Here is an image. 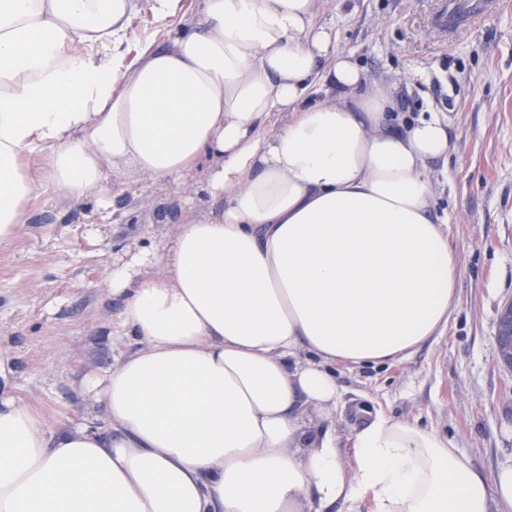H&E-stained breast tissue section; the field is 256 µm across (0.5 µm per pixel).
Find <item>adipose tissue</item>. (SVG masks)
Returning <instances> with one entry per match:
<instances>
[{
  "label": "adipose tissue",
  "instance_id": "1",
  "mask_svg": "<svg viewBox=\"0 0 512 512\" xmlns=\"http://www.w3.org/2000/svg\"><path fill=\"white\" fill-rule=\"evenodd\" d=\"M319 2L0 0V245L56 199L119 213L113 170L207 201L108 271L138 347L85 375L83 421L0 364V512H512V468L434 429L336 430L337 371L440 335L457 261L429 177L447 122L400 112Z\"/></svg>",
  "mask_w": 512,
  "mask_h": 512
}]
</instances>
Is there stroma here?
<instances>
[{
	"label": "stroma",
	"instance_id": "obj_1",
	"mask_svg": "<svg viewBox=\"0 0 512 512\" xmlns=\"http://www.w3.org/2000/svg\"><path fill=\"white\" fill-rule=\"evenodd\" d=\"M476 0H320L317 20L370 79L393 85L411 115L436 113L452 133L447 169H434L438 209L458 263V303L442 336L392 367L342 373L337 429L348 436L359 404L419 420L448 436L486 473L512 467V368L497 357V320L512 302V0L455 29L437 18ZM126 216L103 222L94 205L65 222L22 225L0 247V360L23 400L82 421L81 380L114 364L116 304L107 271L174 234L152 205L189 199L199 186H160L113 173Z\"/></svg>",
	"mask_w": 512,
	"mask_h": 512
}]
</instances>
